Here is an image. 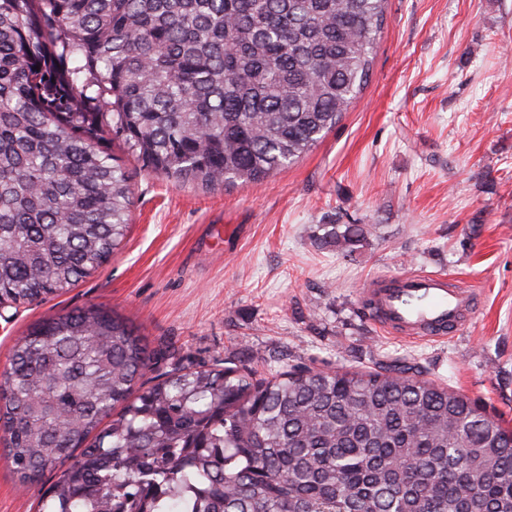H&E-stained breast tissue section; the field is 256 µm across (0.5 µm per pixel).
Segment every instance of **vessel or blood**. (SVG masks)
Wrapping results in <instances>:
<instances>
[{
    "instance_id": "b4317fda",
    "label": "vessel or blood",
    "mask_w": 512,
    "mask_h": 512,
    "mask_svg": "<svg viewBox=\"0 0 512 512\" xmlns=\"http://www.w3.org/2000/svg\"><path fill=\"white\" fill-rule=\"evenodd\" d=\"M471 291L436 272L373 278L364 301L384 327L407 338L439 340L456 334L473 317Z\"/></svg>"
}]
</instances>
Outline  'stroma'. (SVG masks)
I'll return each instance as SVG.
<instances>
[{"label":"stroma","mask_w":512,"mask_h":512,"mask_svg":"<svg viewBox=\"0 0 512 512\" xmlns=\"http://www.w3.org/2000/svg\"><path fill=\"white\" fill-rule=\"evenodd\" d=\"M120 250L61 296L0 311V370L35 323L94 305L163 356L287 350L292 364L367 370L416 360L426 378L512 427V0H388L367 86L309 153L263 183L179 187L127 162ZM363 224L347 257L321 224ZM441 272L476 312L444 340L379 329L372 278Z\"/></svg>","instance_id":"stroma-1"}]
</instances>
